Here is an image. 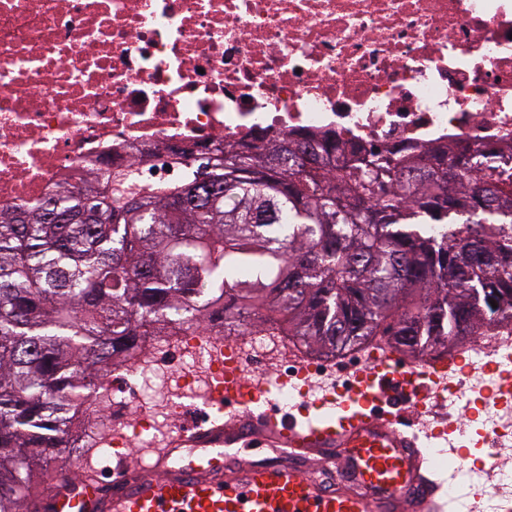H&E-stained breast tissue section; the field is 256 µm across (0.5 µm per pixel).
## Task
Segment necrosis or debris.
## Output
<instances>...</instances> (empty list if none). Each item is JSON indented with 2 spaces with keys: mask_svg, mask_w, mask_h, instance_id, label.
I'll list each match as a JSON object with an SVG mask.
<instances>
[{
  "mask_svg": "<svg viewBox=\"0 0 512 512\" xmlns=\"http://www.w3.org/2000/svg\"><path fill=\"white\" fill-rule=\"evenodd\" d=\"M292 137L432 158L448 145L512 143V0H0V208L32 206L115 165L170 172L144 152H198ZM249 362L291 381L287 345L246 338ZM220 328L185 329L171 349L110 381L85 432L118 428L115 448L165 447L183 403L206 405L224 360ZM461 401L486 431L511 416L490 392L512 378V339L471 342Z\"/></svg>",
  "mask_w": 512,
  "mask_h": 512,
  "instance_id": "obj_1",
  "label": "necrosis or debris"
}]
</instances>
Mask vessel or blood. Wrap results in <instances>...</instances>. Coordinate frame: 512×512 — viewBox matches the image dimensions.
<instances>
[{
	"mask_svg": "<svg viewBox=\"0 0 512 512\" xmlns=\"http://www.w3.org/2000/svg\"><path fill=\"white\" fill-rule=\"evenodd\" d=\"M458 372L457 355L413 362L384 344L348 386L285 411L279 383L235 365L215 387L213 419L185 423L141 469L117 456L111 485L61 479L47 512H454L421 440L448 421L435 390ZM408 407L426 417L421 429ZM256 444L276 458L241 457Z\"/></svg>",
	"mask_w": 512,
	"mask_h": 512,
	"instance_id": "vessel-or-blood-1",
	"label": "vessel or blood"
}]
</instances>
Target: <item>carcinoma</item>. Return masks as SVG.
I'll return each mask as SVG.
<instances>
[{
  "label": "carcinoma",
  "mask_w": 512,
  "mask_h": 512,
  "mask_svg": "<svg viewBox=\"0 0 512 512\" xmlns=\"http://www.w3.org/2000/svg\"><path fill=\"white\" fill-rule=\"evenodd\" d=\"M172 159L178 180L114 168L36 208L0 209V512L32 489L130 370L146 336L224 320L315 357L383 336L424 357L512 331V188L505 163L373 152L336 166L286 138ZM496 306H491L490 301Z\"/></svg>",
  "instance_id": "cac0c4a2"
}]
</instances>
